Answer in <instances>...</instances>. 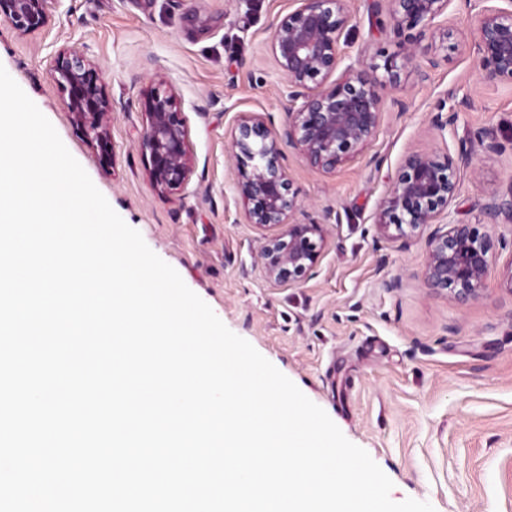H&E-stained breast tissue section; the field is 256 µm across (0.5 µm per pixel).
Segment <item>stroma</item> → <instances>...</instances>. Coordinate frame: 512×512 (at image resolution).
Listing matches in <instances>:
<instances>
[{
  "instance_id": "stroma-1",
  "label": "stroma",
  "mask_w": 512,
  "mask_h": 512,
  "mask_svg": "<svg viewBox=\"0 0 512 512\" xmlns=\"http://www.w3.org/2000/svg\"><path fill=\"white\" fill-rule=\"evenodd\" d=\"M295 0H58L45 28L20 34L0 20V65L52 123L111 207L171 265L234 333L249 341L392 480L393 501L435 512H512V293L503 248L481 297L468 305L424 288L426 240L382 235L375 222L403 156L472 148L449 210L484 223L480 205L512 184V152L493 154L472 135L512 139V84L478 78L472 42L436 41L437 66L421 63L382 89L379 129L354 158L325 172L292 148L281 163L325 246L306 281L263 271L264 229L247 223L228 156L232 129L259 114L283 134L288 83L270 50V26ZM341 37L349 63L380 62L398 44L374 0H350ZM80 50L110 100L111 164L82 135L52 76L59 49ZM171 86L189 130L193 172L167 195L153 188L137 149L145 93ZM454 96L455 124L432 125ZM398 287H389V280Z\"/></svg>"
}]
</instances>
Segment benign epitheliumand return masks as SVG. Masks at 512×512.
Segmentation results:
<instances>
[{
  "mask_svg": "<svg viewBox=\"0 0 512 512\" xmlns=\"http://www.w3.org/2000/svg\"><path fill=\"white\" fill-rule=\"evenodd\" d=\"M54 0H0V19L21 33L48 25ZM298 6L271 24L270 48L288 81V145L315 168L333 171L359 154L378 131L382 114L381 90L400 81L407 69L418 68L432 46L423 44L429 25L450 0H385L394 35L410 32L403 51L383 63L357 68L345 63L340 39L351 21L349 0H297ZM509 7H483L470 28L478 55L479 79L489 85L512 81V0ZM54 79L68 95V109L97 147L101 159H112L108 127L110 102L96 68L76 49H63L56 58ZM441 100L433 117L439 130L454 124L456 106ZM146 124L138 148L149 159L154 188L170 193L186 188L192 158L186 119L175 92L163 85L151 88L145 100ZM475 141L487 152L502 153L512 142H501L492 128H480ZM231 157L238 169L237 192L245 217L259 227H278L259 251L266 277L278 283L304 281L325 246L319 224L293 220L302 204L288 174L279 163L278 139L264 120L254 116L231 132ZM476 171L472 150L462 147L457 158L409 153L398 167L375 215L383 234L395 230L397 239L420 236L425 227L442 219L457 196V169ZM481 209L489 224H512V183L485 196ZM497 244L489 231L476 224L450 222L426 238L422 280L431 292L467 304L481 296Z\"/></svg>",
  "mask_w": 512,
  "mask_h": 512,
  "instance_id": "1",
  "label": "benign epithelium"
}]
</instances>
